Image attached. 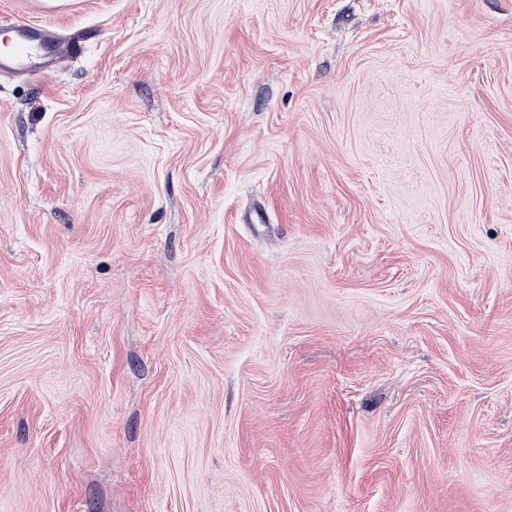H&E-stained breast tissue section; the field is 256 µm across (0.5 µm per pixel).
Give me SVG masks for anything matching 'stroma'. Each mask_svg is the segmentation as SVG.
<instances>
[{"instance_id": "35a3bbf8", "label": "stroma", "mask_w": 512, "mask_h": 512, "mask_svg": "<svg viewBox=\"0 0 512 512\" xmlns=\"http://www.w3.org/2000/svg\"><path fill=\"white\" fill-rule=\"evenodd\" d=\"M0 19V512H512V0ZM15 37L20 42V46L23 51L17 55L0 58L1 70L27 72L18 68L16 64H23L41 52H57L61 55L66 51L65 44L56 40L55 36L51 32L44 29H36L29 25H25L19 27L15 31Z\"/></svg>"}]
</instances>
